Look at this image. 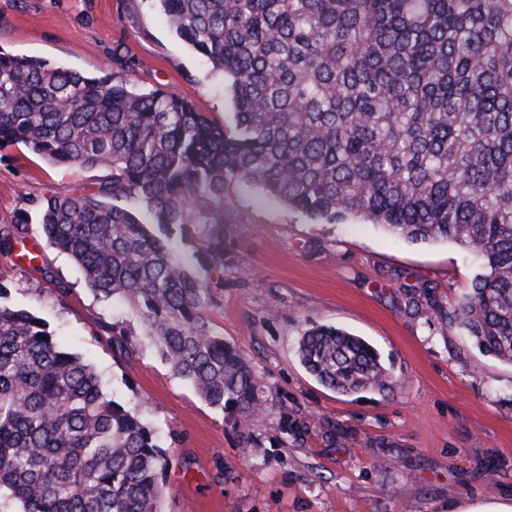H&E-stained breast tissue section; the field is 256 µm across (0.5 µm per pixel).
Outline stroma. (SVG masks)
<instances>
[{"instance_id":"stroma-1","label":"stroma","mask_w":512,"mask_h":512,"mask_svg":"<svg viewBox=\"0 0 512 512\" xmlns=\"http://www.w3.org/2000/svg\"><path fill=\"white\" fill-rule=\"evenodd\" d=\"M119 42L138 63L136 86L176 89L216 122L229 119L222 78L150 0H0L1 51L103 76ZM101 175L0 148V225ZM29 229L36 261L0 254L5 303L40 318L94 367L105 393L138 408L168 457L163 512H450L512 495V364L439 315L470 287L463 248L413 244L356 218L314 221L227 186L224 283L211 288L208 317L261 381L262 406L240 427L173 375L130 307L96 297L38 222ZM426 286L434 307L407 306ZM105 321L125 328L128 354L101 335ZM311 324L369 342L398 388L340 395L322 386L297 352Z\"/></svg>"}]
</instances>
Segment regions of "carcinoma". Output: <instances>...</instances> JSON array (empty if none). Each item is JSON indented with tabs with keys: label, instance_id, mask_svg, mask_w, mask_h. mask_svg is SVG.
<instances>
[{
	"label": "carcinoma",
	"instance_id": "1",
	"mask_svg": "<svg viewBox=\"0 0 512 512\" xmlns=\"http://www.w3.org/2000/svg\"><path fill=\"white\" fill-rule=\"evenodd\" d=\"M176 36L223 74L221 126L184 95L137 88L136 60L88 77L0 52V147L103 168L88 193L33 203L49 246L99 297L120 298L177 377L244 424L259 381L213 335L210 283L177 248L199 227L223 281L224 188L250 185L328 223L349 217L476 260L442 318L512 363V0H155ZM28 217L0 227V254ZM300 362L342 395L393 390L379 353L316 325ZM165 451L135 407L103 391L39 318L0 304V491L23 512H159Z\"/></svg>",
	"mask_w": 512,
	"mask_h": 512
}]
</instances>
